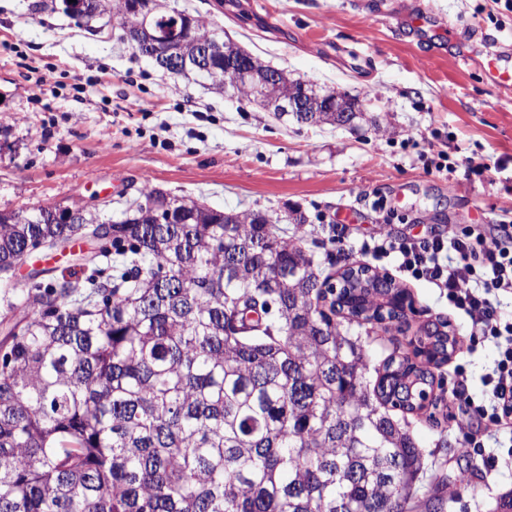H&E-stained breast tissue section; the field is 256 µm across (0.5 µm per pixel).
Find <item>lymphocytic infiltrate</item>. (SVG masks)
<instances>
[{
	"label": "lymphocytic infiltrate",
	"instance_id": "1",
	"mask_svg": "<svg viewBox=\"0 0 512 512\" xmlns=\"http://www.w3.org/2000/svg\"><path fill=\"white\" fill-rule=\"evenodd\" d=\"M371 252L394 255L400 272L446 290L449 305L469 316L472 335L494 343L497 358L484 377L482 400L459 393L452 418L464 429L472 418L486 421L488 439L466 436L485 467L512 462V321L502 320L497 310L499 296L512 294V223L487 232L471 226L451 238L386 235Z\"/></svg>",
	"mask_w": 512,
	"mask_h": 512
}]
</instances>
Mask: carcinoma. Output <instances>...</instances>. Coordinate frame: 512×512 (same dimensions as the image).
Segmentation results:
<instances>
[{"label": "carcinoma", "mask_w": 512, "mask_h": 512, "mask_svg": "<svg viewBox=\"0 0 512 512\" xmlns=\"http://www.w3.org/2000/svg\"><path fill=\"white\" fill-rule=\"evenodd\" d=\"M101 2L64 11L89 20ZM182 13L152 12L150 33H208ZM242 94L286 114L278 88ZM329 98V123L355 115L356 99ZM140 198L144 223L96 237L83 282L9 283L0 512H443L440 483L420 492L426 464L393 411L426 408L456 340L426 329L379 368L369 343L393 341L404 289L346 270L333 288L261 213L233 224L149 184ZM160 208L171 222L153 223ZM80 220L0 211V265L34 240L84 241L104 218Z\"/></svg>", "instance_id": "obj_1"}]
</instances>
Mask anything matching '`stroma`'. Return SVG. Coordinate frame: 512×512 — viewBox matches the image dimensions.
Listing matches in <instances>:
<instances>
[{
    "label": "stroma",
    "instance_id": "obj_1",
    "mask_svg": "<svg viewBox=\"0 0 512 512\" xmlns=\"http://www.w3.org/2000/svg\"><path fill=\"white\" fill-rule=\"evenodd\" d=\"M175 2L289 79L357 97L363 118L343 127L280 118L162 71L120 40L109 16L86 28L56 0H0V210L85 206L117 220L148 181L227 213L265 214L285 236L302 230L322 275L364 264L407 288L414 307L401 343L448 322L456 346L435 372L439 410L458 369L480 398L494 344L471 338L443 290L357 245L387 233L452 237L512 217V92L483 69L488 54L512 51V10L502 0ZM411 12L425 15L423 30L403 22ZM438 150L455 172L425 168ZM379 198L387 211L373 209ZM332 219L348 228V254L330 242ZM408 421L449 512H494L512 497V464L485 471L445 417Z\"/></svg>",
    "mask_w": 512,
    "mask_h": 512
}]
</instances>
